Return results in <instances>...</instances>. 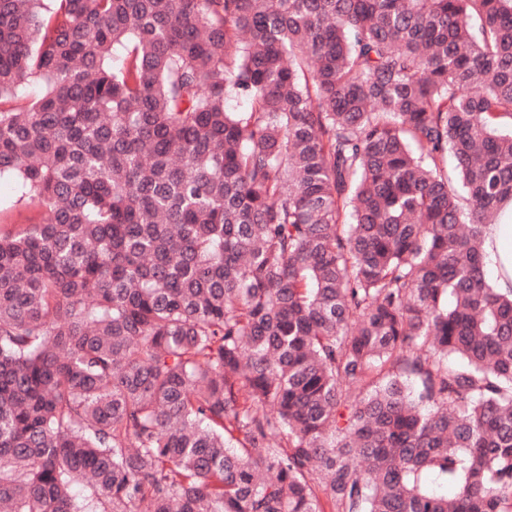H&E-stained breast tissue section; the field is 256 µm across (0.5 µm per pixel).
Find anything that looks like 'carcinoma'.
Masks as SVG:
<instances>
[{
  "instance_id": "cac0c4a2",
  "label": "carcinoma",
  "mask_w": 512,
  "mask_h": 512,
  "mask_svg": "<svg viewBox=\"0 0 512 512\" xmlns=\"http://www.w3.org/2000/svg\"><path fill=\"white\" fill-rule=\"evenodd\" d=\"M4 173V512H512V0H0ZM40 219V207L28 200L21 201L11 178H0V224L23 228L26 224H37ZM512 221L489 224L486 250L496 262L495 285L502 292L512 290Z\"/></svg>"
}]
</instances>
